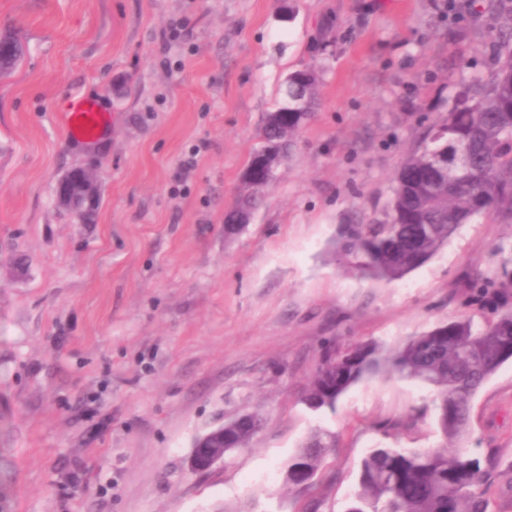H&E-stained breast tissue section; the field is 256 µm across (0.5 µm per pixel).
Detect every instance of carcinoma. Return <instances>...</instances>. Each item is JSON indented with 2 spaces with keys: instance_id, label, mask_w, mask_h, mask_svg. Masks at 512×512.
<instances>
[{
  "instance_id": "carcinoma-1",
  "label": "carcinoma",
  "mask_w": 512,
  "mask_h": 512,
  "mask_svg": "<svg viewBox=\"0 0 512 512\" xmlns=\"http://www.w3.org/2000/svg\"><path fill=\"white\" fill-rule=\"evenodd\" d=\"M492 11L498 27L486 75L465 83L478 111L450 109L430 123L395 173L385 218L340 228L336 256L364 277L400 279L478 220L512 224V0H494ZM311 69L289 74L275 109L263 119L248 167L266 159L272 144L278 163L288 159L302 127L287 111L288 97L301 92L308 117L318 105L317 79H296ZM498 253L494 271L475 274L467 285L468 302L490 309L493 319H451L390 348L368 342L331 351L310 382L303 401L316 412L335 411L351 386L382 373L433 390L441 442L427 449L371 448L351 505L356 512H489L486 493L497 462L472 454L466 443L473 397L512 359V247L502 245ZM254 436L247 425L224 432L238 448ZM334 447L332 432L312 430L288 462V484L297 485V473L316 476Z\"/></svg>"
}]
</instances>
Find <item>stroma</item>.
I'll use <instances>...</instances> for the list:
<instances>
[{
  "label": "stroma",
  "instance_id": "stroma-1",
  "mask_svg": "<svg viewBox=\"0 0 512 512\" xmlns=\"http://www.w3.org/2000/svg\"><path fill=\"white\" fill-rule=\"evenodd\" d=\"M448 0H0V512H345L376 444L431 448L425 384L379 376L335 412L301 399L325 351L391 346L489 310L464 305L512 224L467 225L402 279L336 259L345 224L381 218L423 116H444L483 73L489 15L453 23ZM320 67L317 110L262 207L235 233L243 189L284 80ZM79 94L109 134L70 141ZM93 171L91 221L55 198ZM259 414L263 428L214 472L195 438ZM337 446L311 492L285 465L314 427ZM472 441L500 460L492 512H512V360L475 396Z\"/></svg>",
  "mask_w": 512,
  "mask_h": 512
}]
</instances>
